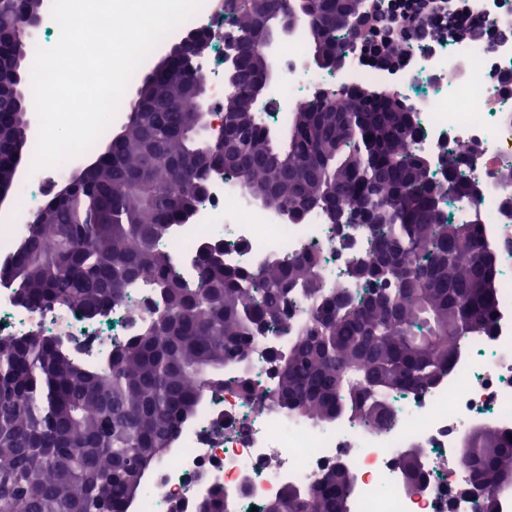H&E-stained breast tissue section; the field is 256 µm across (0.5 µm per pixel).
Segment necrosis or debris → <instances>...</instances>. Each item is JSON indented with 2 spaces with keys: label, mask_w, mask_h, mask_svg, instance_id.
Here are the masks:
<instances>
[{
  "label": "necrosis or debris",
  "mask_w": 512,
  "mask_h": 512,
  "mask_svg": "<svg viewBox=\"0 0 512 512\" xmlns=\"http://www.w3.org/2000/svg\"><path fill=\"white\" fill-rule=\"evenodd\" d=\"M510 22L512 0H472L456 23L490 31L479 49L453 40L447 19L434 17L427 22L430 39L402 47L399 71L362 61L320 73L314 83L304 79L305 44L302 34H295L276 61L277 109L261 113L260 119L284 121L308 105L317 85L343 91L374 85L415 106L417 133L408 151L438 161L454 149L458 172L483 185L482 202L501 205L494 173L512 160V95L501 87L502 76L512 72V38L494 37L493 31ZM180 29L211 35L200 65L212 111L221 115L229 92L224 36L231 31L224 13L213 0H204ZM60 177L57 167L33 172L14 204L0 211L1 268L13 260L23 224ZM224 223L231 234L220 245L225 265L233 268L247 270L314 250L342 282L354 262L373 257L365 229H351L344 238L335 225L314 215L285 222L272 208L247 205L233 176L220 170L211 173L203 202L188 223L172 229L166 246L185 270H192L200 245L210 239V226ZM480 247L496 253L499 265L493 332L465 338L434 385L392 394L391 425L370 429L344 415L322 428L292 424L263 409L260 398L275 384L272 354L287 347L288 337H259L251 350L258 368L248 375V389L228 383L223 392L208 396L203 413L180 429L171 454L152 471V495L138 504V512H169L175 500L183 512H197L216 487L224 492V512H263L285 485L311 481L334 467L355 477L353 512H473L466 494L469 473L455 463L463 438L476 426L512 429V226L482 225ZM161 305L157 289L142 282L105 315L87 320L71 311L23 305L15 288L0 283V336H23L36 328L58 337L69 351L92 357L102 344L137 336ZM409 448L420 450L424 461L418 494L407 491L398 465L400 453Z\"/></svg>",
  "instance_id": "4bbe7bcc"
}]
</instances>
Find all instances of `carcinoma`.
Returning <instances> with one entry per match:
<instances>
[{"instance_id": "1", "label": "carcinoma", "mask_w": 512, "mask_h": 512, "mask_svg": "<svg viewBox=\"0 0 512 512\" xmlns=\"http://www.w3.org/2000/svg\"><path fill=\"white\" fill-rule=\"evenodd\" d=\"M241 35L234 69L237 92L224 101L236 120L235 147L216 155L199 135L189 96L197 71L179 61L146 78L122 130L108 138L94 165L67 174L68 184L24 226L13 262L0 271L21 303L35 308L105 311L149 280L164 306L134 339L109 344L100 358L73 354L33 332L0 336V512H128L151 495L148 476L174 448L180 429L198 417L206 393L224 390V370L249 365L253 340L284 327L296 299L308 317L273 355L279 372L266 408L319 426L348 414L372 428L391 424L387 397L439 380L454 356L451 345L494 328L495 261L482 251L476 225L493 220L472 203L457 160L448 154L428 172L424 155L405 143L416 133L397 97L362 86L341 108V91L293 113L274 131L257 120V75L267 62L263 30L305 21L307 52L327 62L346 59L352 39L370 58L389 63L394 43L375 40L388 20L372 0H224ZM367 15L351 33L347 22ZM0 126V178L8 160L29 153V95ZM236 177L243 198L270 205L286 220L312 212L325 222L371 232L369 277L339 286L316 254L272 259L250 272L224 266L208 247L182 275L162 241L206 194L210 172ZM506 192L500 212L512 224V163L498 171ZM458 202L448 218L437 197ZM135 248H128L129 242ZM466 468L483 475L471 485L474 512H494L499 475L512 472V434L469 431ZM337 468L306 486H285L280 512H351L354 485Z\"/></svg>"}]
</instances>
